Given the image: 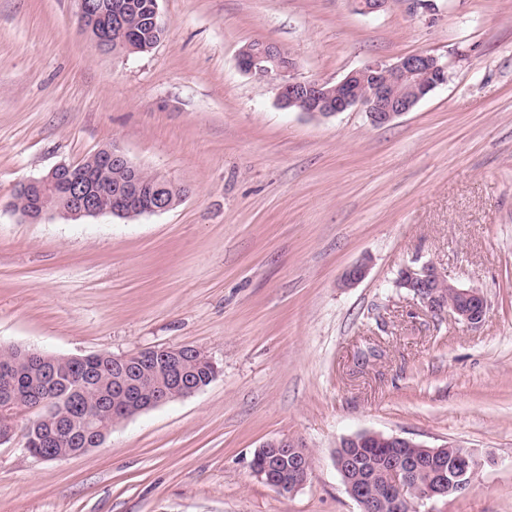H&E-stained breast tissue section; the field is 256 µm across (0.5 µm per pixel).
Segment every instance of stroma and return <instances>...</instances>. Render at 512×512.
<instances>
[{"label": "stroma", "instance_id": "stroma-1", "mask_svg": "<svg viewBox=\"0 0 512 512\" xmlns=\"http://www.w3.org/2000/svg\"><path fill=\"white\" fill-rule=\"evenodd\" d=\"M148 53L97 52L76 0H0V344L65 356L191 345L220 372L65 461L0 445V512H360L333 455L369 430L480 462L438 512H512V0H159ZM272 41L336 82L428 50L450 77L372 127L282 109L237 56ZM117 146L187 190L170 210L25 221L21 180ZM370 258L365 279L339 287ZM433 262L482 289L483 322L395 284ZM312 475H254L267 440ZM260 448L273 451V461L263 466H254L252 471L254 475L267 486L275 491H283L285 483L282 481L280 468L278 466L279 458L284 456H294L292 458L293 466L288 468V463L283 462L282 467L288 474V490L290 493L303 487L310 478L312 470L311 459L305 456L301 446L288 438L268 440ZM302 457V458H301Z\"/></svg>", "mask_w": 512, "mask_h": 512}]
</instances>
